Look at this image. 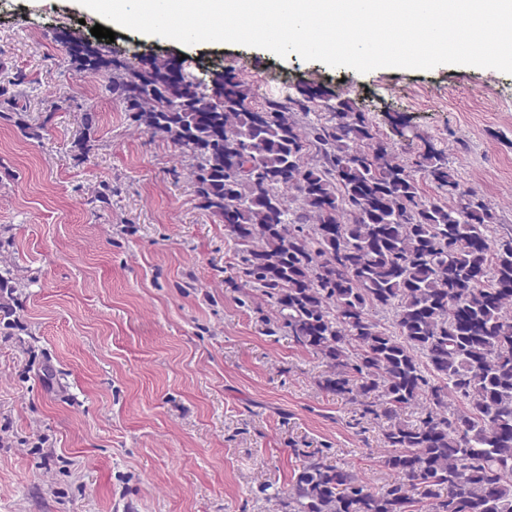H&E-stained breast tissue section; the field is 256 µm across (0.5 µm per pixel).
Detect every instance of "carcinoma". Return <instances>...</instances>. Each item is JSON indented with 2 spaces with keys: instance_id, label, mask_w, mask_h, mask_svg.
Listing matches in <instances>:
<instances>
[{
  "instance_id": "obj_1",
  "label": "carcinoma",
  "mask_w": 512,
  "mask_h": 512,
  "mask_svg": "<svg viewBox=\"0 0 512 512\" xmlns=\"http://www.w3.org/2000/svg\"><path fill=\"white\" fill-rule=\"evenodd\" d=\"M62 51L190 161L240 286L273 308L266 332L322 361L321 390L387 421L394 478L375 487L306 451L289 485L269 486L278 512H512V229L448 157L404 159L350 99L328 118L310 92L255 107L231 71L212 89L167 58L132 70L71 37ZM418 172L448 201L425 197Z\"/></svg>"
}]
</instances>
